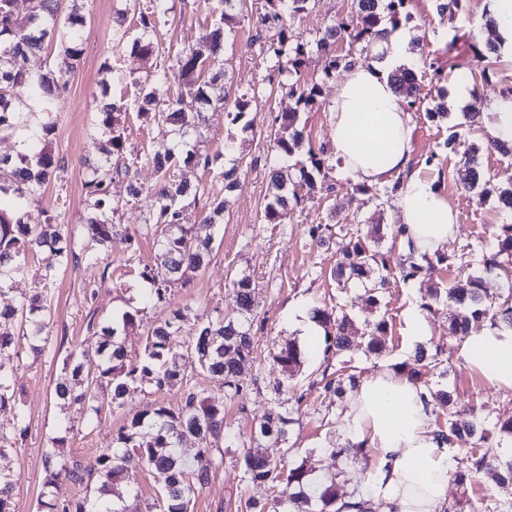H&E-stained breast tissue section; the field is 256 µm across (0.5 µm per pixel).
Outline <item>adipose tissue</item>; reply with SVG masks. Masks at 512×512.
Instances as JSON below:
<instances>
[{"label": "adipose tissue", "mask_w": 512, "mask_h": 512, "mask_svg": "<svg viewBox=\"0 0 512 512\" xmlns=\"http://www.w3.org/2000/svg\"><path fill=\"white\" fill-rule=\"evenodd\" d=\"M374 50L379 60L346 71L331 101L330 151L355 183L383 185L402 176L393 199L399 246L431 255L455 239L459 216L434 179L408 170L411 115L388 75L413 61L411 35L396 29ZM457 356L489 386L512 391L511 327L485 323L461 338ZM433 408L426 387L386 369L350 393L344 435L367 441L373 463L358 474V493L339 501L341 512H357L363 500L384 504L385 512H440L449 456L430 425Z\"/></svg>", "instance_id": "1"}]
</instances>
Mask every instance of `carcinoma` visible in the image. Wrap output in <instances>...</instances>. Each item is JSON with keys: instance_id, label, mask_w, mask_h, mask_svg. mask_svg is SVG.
<instances>
[{"instance_id": "carcinoma-1", "label": "carcinoma", "mask_w": 512, "mask_h": 512, "mask_svg": "<svg viewBox=\"0 0 512 512\" xmlns=\"http://www.w3.org/2000/svg\"><path fill=\"white\" fill-rule=\"evenodd\" d=\"M31 7L24 16L13 9L14 0H0V134L7 133L18 139L19 148L13 154L0 155V294L17 277L27 271L26 256L32 252L47 253L40 279L53 281L56 272L82 259L64 236L59 215H49L44 223L31 225L25 220L24 209L35 201L36 193L52 178L59 176L65 161L48 143L56 129L55 106L57 99L67 90L69 76L78 68L83 54V33L86 15L83 4L73 0L71 9L61 14L60 0H30ZM310 0H266L264 12L257 17L256 28H279L277 41L266 44L256 35L252 43L260 49L286 58L281 72L288 74L299 69L305 44L288 47V18L304 14ZM407 0H353L354 11L346 18L326 27L314 39L317 52L326 56L328 68H350L348 56L336 55V43L348 40L350 44H363L371 48L387 37L388 28H396L401 21L412 20L403 13ZM244 0H216L211 11V23L206 25L202 38L209 44L217 65H208L197 55L174 45L164 47L152 39L160 19L170 12L168 0H148L136 8V26L140 35L132 40L127 31L117 28L114 40L144 58H153L145 74L133 81L134 96L119 102L108 99L110 84L124 82L120 68L106 62L103 70L112 78L104 82L97 98L98 130L104 162L91 167L84 182L91 209L87 231L90 248L108 252L112 243L119 241L129 251L138 242V230L116 222L123 204L112 199L113 175L132 177L138 157L127 158L124 129L116 113L134 111L137 118L149 126H156L172 136L183 149L164 155L147 154V163L159 175L155 198V240L159 265L140 277L150 283L149 302L159 307L166 303L168 291L188 276L205 267L213 251V228L224 222V211L229 198L241 186L238 168L223 170L217 167V157L199 148L206 112L224 108L226 116L236 123L248 112L249 99L241 95L229 100L226 89L227 71L220 55L224 43L232 33L238 12ZM50 46L57 48L53 68L45 73L32 72L24 66L25 60L43 52ZM396 89L409 109L417 105L416 75L403 69L391 75ZM24 87L25 99L14 97L12 89ZM166 88V98L157 96L156 90ZM288 96L295 99V108L280 116L281 124L270 143L273 165L270 167L269 197L263 212L266 224H283L288 214L300 202L297 187L310 190L325 185L328 179L325 160L313 149H308L310 164H288V160L303 143V132L297 128L299 113L320 106L317 85L299 87L287 85ZM512 156V142L496 141L484 148L473 145L465 153V165L471 188L481 197H495L499 208L512 213V185L490 188L483 180L479 155L483 150ZM202 167L215 171L212 183L219 189L207 193L204 214L200 223H190L188 209L198 203L200 185H191L177 179V170L183 167ZM447 259L437 252L432 256L413 253L401 255L395 266H390L378 250L376 241L360 233L351 234L347 246L332 270L337 287L345 289L351 283H361L366 302L380 304L390 281L407 283L423 279L434 263ZM512 262V224H500L496 231L495 251L484 259V270L503 268ZM230 312L208 317L197 328L193 348L181 353L174 344L191 312L186 306L170 311L152 329L148 330L144 355L134 363H126V349L118 328L106 325L100 328L99 341L94 349V371L85 369L89 351L75 348L64 361V374L55 387L56 399L63 404H76L81 409L100 413L105 403H114L130 391L134 384L147 383L162 391L167 387L185 386L183 404L172 411L155 405L134 414L130 423L122 428L117 442L119 447L99 453L92 462L82 466L51 452L46 457V470L50 473L47 486L53 488L51 498L42 502L48 512H122L108 503L114 496L122 500L119 485L129 480L136 469L147 466L156 474L159 483L156 512H187L196 489L205 486L210 471L216 467L212 451L224 438V407L201 396L192 380L200 371L224 385V397L232 398L242 390L243 364L254 360L251 329L256 318V292L246 275L231 280ZM453 305L457 314L449 325L452 336H467L486 321L512 327V292L496 299L489 298L483 288V277L470 275L465 283L450 287L438 284L430 287L422 298L421 308L434 312L439 307ZM50 315L47 297L40 292L14 305L0 307V326L14 325L31 341V349L39 354L48 342L46 331ZM313 319L323 329V337L301 350L288 343L274 356V361L289 376L295 375L307 356L322 353L323 361L352 349L354 322L338 306L316 307ZM389 322L384 318L365 322L364 354L379 355L385 349ZM13 333L0 330V411L14 412L18 426L15 440L25 438L27 426L23 412L17 404L11 385ZM438 344L418 346L414 355L401 363L399 372L416 384L429 387L434 404L447 406L453 395L446 389L430 387L427 375L432 370L448 372V359ZM360 382L357 373L342 369L324 368L321 378L311 387L325 399L338 398L353 391ZM292 422L289 411L276 406L258 424L251 441L267 439L284 444L282 454L271 457L250 449L240 458L241 481L245 486L262 488L267 499L250 497L245 501V512H296L300 504L306 512H336L341 496L336 492L333 477L313 479L304 464L294 459L295 449L288 446V425ZM437 435L442 442L456 448L461 454L457 461L455 481L464 485L489 465L499 461L497 480L502 486H512V458L500 459L489 441V435L474 419L461 411L448 414L439 425ZM198 441V452L193 460H186L179 451L185 438ZM367 442H345L332 445L327 451L341 458L362 456ZM98 475L100 492L105 499L96 502L77 498L62 490L68 483H81L84 476ZM12 480L0 473V512H12Z\"/></svg>"}]
</instances>
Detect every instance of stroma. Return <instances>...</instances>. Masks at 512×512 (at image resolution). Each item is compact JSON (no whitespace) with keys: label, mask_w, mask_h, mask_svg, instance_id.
<instances>
[{"label":"stroma","mask_w":512,"mask_h":512,"mask_svg":"<svg viewBox=\"0 0 512 512\" xmlns=\"http://www.w3.org/2000/svg\"><path fill=\"white\" fill-rule=\"evenodd\" d=\"M174 8L161 21L154 38L160 44L187 47L201 56L209 48L201 33L211 17L203 0H172ZM264 0H247V6L237 17L230 38L224 45V60L232 79V94L250 96L247 117L252 129L231 124L223 110L208 112L207 126L201 146L209 152H221L223 167L241 163V190L235 192L224 214V222L215 233L212 260L205 270L192 274L186 284L172 289L168 307H191L194 314L210 316L228 308L229 282L238 274L251 277L256 288L257 317L253 323L254 361L246 365L245 385L239 395L228 399L224 389L214 380L195 376L198 389L224 407V429L238 440H249L255 426L274 404L282 401L296 408L295 422L290 427L289 441L297 450L311 476L335 474L336 488L352 491L358 473L370 467L371 458L341 462L327 452L331 442H341V424L347 403L345 400L326 401L318 392L309 390L313 374L320 371V359L307 358L300 372L286 377L273 356L287 342L297 339L291 316L300 311H312L317 306H339L356 324L366 317H385L390 322V337L381 355L347 352L332 360L333 367H355L361 377L378 370L394 368L410 356L404 335V314L409 307L420 305L428 282L389 284L377 308H369L361 287L341 291L331 277L340 250L347 244L348 233L370 232L379 225V250L388 263L401 258L393 224V207L377 205L370 194L357 184L331 171L328 182L331 192L318 191L305 196L290 213L286 223L265 224L261 221L267 203L270 141L277 126L275 116L292 109L294 101L274 83L281 58L260 51L250 43L255 33L254 14L262 12ZM124 0H87L85 14L88 23L84 33V52L79 69L70 76L67 92L57 102V129L53 149L63 155L67 167L57 179L45 184L37 200L28 208L29 224L42 223L45 214H59L64 232L76 252H83L85 224L89 215L82 187V174L87 166L96 164L101 154L95 144V97L99 93L101 68L105 62H117L128 75H142L149 63L112 40ZM353 0H311V7L289 30L291 42L312 43L315 34L335 20L350 14ZM487 0H463L453 14L436 12L433 0H408L407 9L413 19L407 28L412 42L423 57L438 59L448 82H456L458 72L470 73V85L480 96L481 105L503 89L512 88V72L503 66L486 68L473 46L479 39L493 40V33L484 30L487 22ZM325 59L310 51L305 57L297 80L299 84H319L321 107L301 113L299 127L311 147H327L330 138L327 103L334 97L343 70L332 75L324 73ZM417 96L412 110V169L434 178L440 192L459 213L460 230L445 250L447 262L431 271L429 282L453 285L470 274L482 271V258L490 253L497 224L506 222L494 199L479 201L470 190L464 154L471 145L483 144L482 121H471L465 113L451 112L445 119H431L428 108L434 106L435 91L429 82V72L422 61L416 62ZM490 81H483V74ZM456 124L459 140L455 150H448L445 141L449 124ZM126 147L130 153H165L174 147L171 137L147 127L135 113H127ZM136 178L144 192L135 202H127V182L117 178L112 182L114 199L123 201L119 223L140 230L135 251L114 244L111 252L95 261H82L61 270L48 288L51 321L49 342L41 354H34L27 337L16 336L13 350L18 367L11 384L25 414L28 431L16 446L0 452V472L13 477L12 507L14 512H42L44 498L45 457L53 451L52 440L64 436L61 452L69 459L89 462L105 449L115 447L123 425L133 414L147 406L161 404L175 409L181 404L183 388L174 386L162 391L151 385L131 391L122 405L103 407L98 416L87 417L76 409H61L53 399V390L62 373L63 361L75 348H93L94 330L113 315L132 308L139 315L134 326L125 331L129 360L139 359L143 352L149 326L165 315L166 309L147 308L143 299L148 285L138 277L139 271L157 266V249L152 235L144 234L145 224L154 220L153 199L150 195L156 183L151 166L137 167ZM318 224L333 230L329 247H317L309 231ZM95 286L92 302H85L87 286ZM456 314L455 308L444 307L429 316L430 342L443 346L449 361L446 379L455 389L459 408L470 410L490 437H498L501 421L512 419V391L497 390L485 384L457 357L455 337L449 336L448 326ZM432 377V384H439ZM67 432H60V425ZM214 456L223 462L211 473L208 484L193 498L189 512H242L241 500L255 495L256 490L241 482L239 458L241 449L220 445ZM448 501L457 505L458 512H479L482 504L512 500V490L501 487L495 469L477 476L475 486L448 485Z\"/></svg>","instance_id":"35a3bbf8"}]
</instances>
